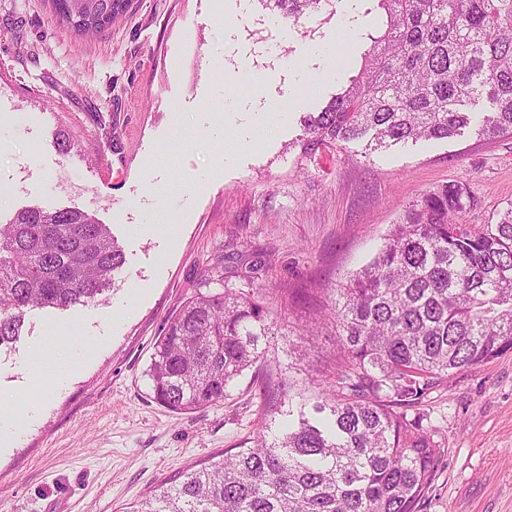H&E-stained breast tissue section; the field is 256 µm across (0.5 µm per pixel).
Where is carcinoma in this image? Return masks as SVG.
Here are the masks:
<instances>
[{
    "label": "carcinoma",
    "mask_w": 512,
    "mask_h": 512,
    "mask_svg": "<svg viewBox=\"0 0 512 512\" xmlns=\"http://www.w3.org/2000/svg\"><path fill=\"white\" fill-rule=\"evenodd\" d=\"M289 18L323 0H271ZM385 24L349 85L303 119L306 150L368 138L371 149L448 139L475 123L512 135V0H377ZM458 182L423 192L378 252L332 289L336 380L309 377L328 419L312 422L291 382L268 413L297 416L252 448L164 479L129 512H416L441 448L398 407L438 380L512 351V203L467 223ZM124 263L105 224L72 207L18 210L0 224V348L27 313L95 303ZM284 327L260 288L207 289L168 322L146 369L174 412L224 402Z\"/></svg>",
    "instance_id": "1"
}]
</instances>
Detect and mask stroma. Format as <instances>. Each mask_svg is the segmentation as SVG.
I'll return each instance as SVG.
<instances>
[{
    "instance_id": "1",
    "label": "stroma",
    "mask_w": 512,
    "mask_h": 512,
    "mask_svg": "<svg viewBox=\"0 0 512 512\" xmlns=\"http://www.w3.org/2000/svg\"><path fill=\"white\" fill-rule=\"evenodd\" d=\"M380 16L376 0H329L296 20L266 0H121L88 39L51 0H0V223L76 205L124 253L105 301L31 311L0 350V402L21 431L0 438L7 512H125L163 479L252 446L264 365L188 413L158 403L144 374L207 276L242 288L258 266L254 285L285 324L268 357L305 392L309 374L335 377L336 338L332 325L302 326L420 193L466 183L471 224L512 203V137L468 129L303 152V116L348 86ZM339 40L344 54H324ZM52 327L92 353L40 401L27 366ZM406 414L442 450L418 512H512L511 352L433 385Z\"/></svg>"
}]
</instances>
